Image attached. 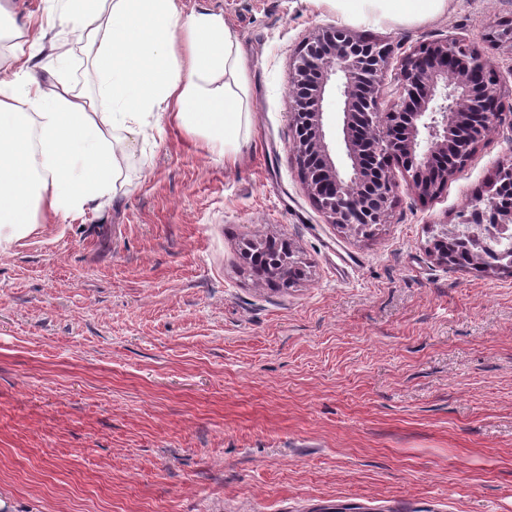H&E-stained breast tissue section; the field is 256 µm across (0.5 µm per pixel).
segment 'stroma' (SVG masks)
<instances>
[{
  "instance_id": "35a3bbf8",
  "label": "stroma",
  "mask_w": 512,
  "mask_h": 512,
  "mask_svg": "<svg viewBox=\"0 0 512 512\" xmlns=\"http://www.w3.org/2000/svg\"><path fill=\"white\" fill-rule=\"evenodd\" d=\"M0 58L29 26L87 52L59 0H17ZM222 13L250 61L235 162L171 128L130 138L111 205L0 248V499L12 512H512V274L450 268L456 225L512 130L477 144L432 198L400 162L386 223H327L292 150L302 43L336 15L311 0H182ZM512 0H454L422 26L354 24L387 45L381 111L423 42L478 47L512 96ZM285 239L304 274L256 280L247 241Z\"/></svg>"
}]
</instances>
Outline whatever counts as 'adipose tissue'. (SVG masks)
<instances>
[{"label":"adipose tissue","mask_w":512,"mask_h":512,"mask_svg":"<svg viewBox=\"0 0 512 512\" xmlns=\"http://www.w3.org/2000/svg\"><path fill=\"white\" fill-rule=\"evenodd\" d=\"M343 24L420 26L453 0H314ZM92 54L90 77L111 99L64 76L44 81L24 47L0 77V242L114 198L128 136L174 127L212 139L225 160L249 120L248 61L221 14L187 13L181 0H65Z\"/></svg>","instance_id":"obj_1"}]
</instances>
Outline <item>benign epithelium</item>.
I'll return each mask as SVG.
<instances>
[{"label": "benign epithelium", "instance_id": "1", "mask_svg": "<svg viewBox=\"0 0 512 512\" xmlns=\"http://www.w3.org/2000/svg\"><path fill=\"white\" fill-rule=\"evenodd\" d=\"M388 55L387 47L332 27L312 34L292 64V147L302 182L328 223L355 236L386 222L397 187L391 159L410 172L418 195L430 198L501 121H512L496 71L458 38L404 55L399 97L390 111H379ZM333 88L344 98L346 169L336 166L326 140L324 104ZM499 189L488 182L480 203L462 213L480 226L446 230L449 247L463 235L474 254L500 243L498 231L512 225V202L502 203Z\"/></svg>", "mask_w": 512, "mask_h": 512}]
</instances>
